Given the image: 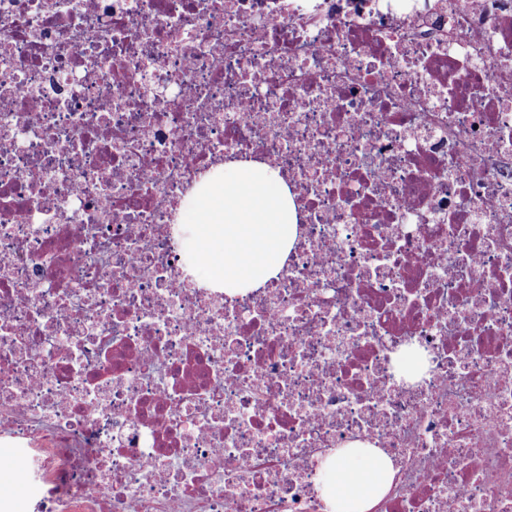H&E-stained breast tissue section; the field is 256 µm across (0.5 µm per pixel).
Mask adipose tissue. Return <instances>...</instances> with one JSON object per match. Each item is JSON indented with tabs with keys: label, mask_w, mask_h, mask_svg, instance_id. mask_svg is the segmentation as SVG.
<instances>
[{
	"label": "adipose tissue",
	"mask_w": 512,
	"mask_h": 512,
	"mask_svg": "<svg viewBox=\"0 0 512 512\" xmlns=\"http://www.w3.org/2000/svg\"><path fill=\"white\" fill-rule=\"evenodd\" d=\"M322 467L321 492L331 512H370L394 473L382 450L363 444L337 450Z\"/></svg>",
	"instance_id": "obj_1"
}]
</instances>
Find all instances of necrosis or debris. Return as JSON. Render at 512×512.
<instances>
[{"instance_id": "1", "label": "necrosis or debris", "mask_w": 512, "mask_h": 512, "mask_svg": "<svg viewBox=\"0 0 512 512\" xmlns=\"http://www.w3.org/2000/svg\"><path fill=\"white\" fill-rule=\"evenodd\" d=\"M233 159L298 232L195 281ZM429 357L417 380L395 356ZM512 512V0H0V446L34 512ZM322 467L321 492L330 512H369L394 473L382 450L363 444L337 450Z\"/></svg>"}]
</instances>
